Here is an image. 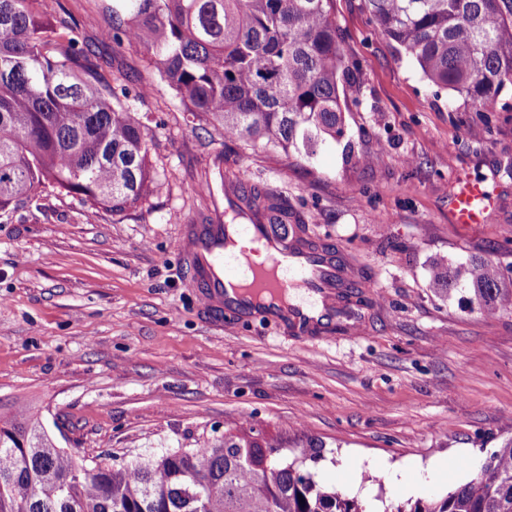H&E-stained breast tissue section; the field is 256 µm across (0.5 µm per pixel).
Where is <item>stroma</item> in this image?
I'll return each instance as SVG.
<instances>
[{"instance_id":"1","label":"stroma","mask_w":512,"mask_h":512,"mask_svg":"<svg viewBox=\"0 0 512 512\" xmlns=\"http://www.w3.org/2000/svg\"><path fill=\"white\" fill-rule=\"evenodd\" d=\"M109 0H56L113 87L149 118L163 180L133 211L90 214L40 187L0 212V411L38 410L59 447L131 461L192 448L239 422L365 512H395L475 477L512 436V311L485 315L465 285L436 293V261L512 266V86L487 120L374 33L364 0H333L346 134L314 158L210 135L135 45L101 41ZM287 200L298 235L333 245L367 306L301 338L274 320L206 308L181 243L223 193L217 167ZM494 197L485 223L453 224L461 178Z\"/></svg>"}]
</instances>
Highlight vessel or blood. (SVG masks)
Here are the masks:
<instances>
[{
  "label": "vessel or blood",
  "instance_id": "obj_1",
  "mask_svg": "<svg viewBox=\"0 0 512 512\" xmlns=\"http://www.w3.org/2000/svg\"><path fill=\"white\" fill-rule=\"evenodd\" d=\"M242 173L224 179V221L196 226L184 241L192 256V274L204 289L208 305L248 316L276 318L306 333L336 320V257L333 250L291 248L279 239L275 225L260 224L241 210L238 193L247 187ZM492 197L475 179L460 182L451 200L454 223H483ZM261 244L267 264H255L235 248L241 237ZM304 290L313 301L302 307L292 304L295 290Z\"/></svg>",
  "mask_w": 512,
  "mask_h": 512
}]
</instances>
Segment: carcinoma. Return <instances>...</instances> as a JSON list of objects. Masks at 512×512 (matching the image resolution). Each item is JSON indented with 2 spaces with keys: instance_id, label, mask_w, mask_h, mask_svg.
I'll list each match as a JSON object with an SVG mask.
<instances>
[{
  "instance_id": "carcinoma-1",
  "label": "carcinoma",
  "mask_w": 512,
  "mask_h": 512,
  "mask_svg": "<svg viewBox=\"0 0 512 512\" xmlns=\"http://www.w3.org/2000/svg\"><path fill=\"white\" fill-rule=\"evenodd\" d=\"M331 0H113L103 36L141 47L184 111L223 137L311 156L344 136L347 76ZM375 30L438 88L484 112L512 85V0H365ZM94 50L43 0H0V210L48 182L93 210L123 214L162 185L147 161L143 116L118 98ZM259 220L301 224L282 198L251 190ZM432 288L458 274L445 262ZM481 310L512 309V283L490 258L472 259ZM79 459L35 414L0 413V512H364L288 458L276 436L234 426L195 448L129 463ZM396 512H512V436L483 474L442 498Z\"/></svg>"
}]
</instances>
